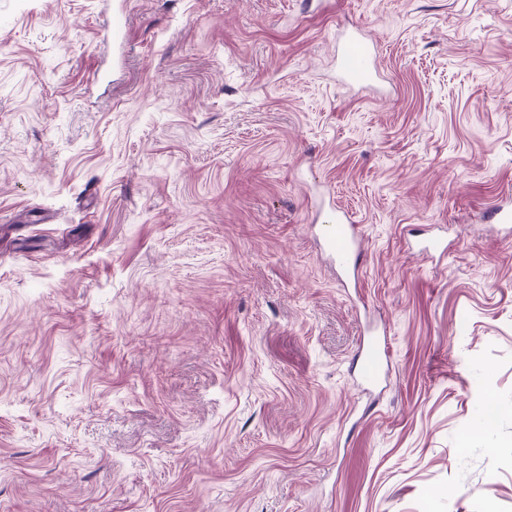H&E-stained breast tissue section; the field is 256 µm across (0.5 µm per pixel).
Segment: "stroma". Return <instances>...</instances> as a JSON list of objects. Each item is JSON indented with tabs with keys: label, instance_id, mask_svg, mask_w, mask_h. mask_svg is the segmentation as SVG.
<instances>
[{
	"label": "stroma",
	"instance_id": "35a3bbf8",
	"mask_svg": "<svg viewBox=\"0 0 512 512\" xmlns=\"http://www.w3.org/2000/svg\"><path fill=\"white\" fill-rule=\"evenodd\" d=\"M125 10L0 0V512H512V0ZM336 65L342 78L349 84L369 85L374 78L369 40L362 34L347 35L338 50ZM323 222L328 224L325 235L326 247L335 254L336 263L346 269L357 272L355 261L356 247L360 238L358 225L335 208L323 213ZM362 379L366 383L376 382L383 369L382 357L374 345L366 346L361 353Z\"/></svg>",
	"mask_w": 512,
	"mask_h": 512
}]
</instances>
